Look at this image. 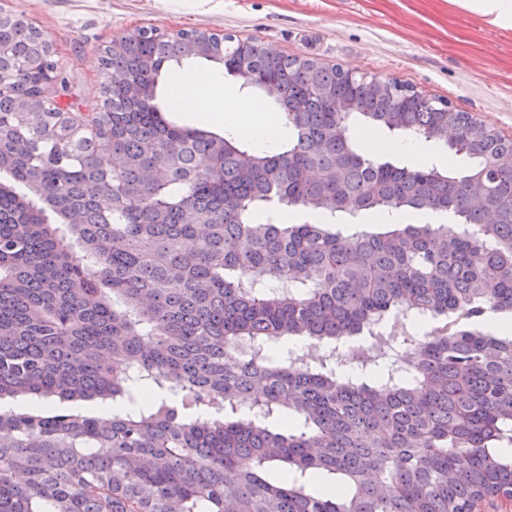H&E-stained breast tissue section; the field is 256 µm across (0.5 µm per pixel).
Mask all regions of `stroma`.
<instances>
[{
  "instance_id": "35a3bbf8",
  "label": "stroma",
  "mask_w": 512,
  "mask_h": 512,
  "mask_svg": "<svg viewBox=\"0 0 512 512\" xmlns=\"http://www.w3.org/2000/svg\"><path fill=\"white\" fill-rule=\"evenodd\" d=\"M46 33L52 59L76 111H102L101 55L113 39L142 27L198 30L259 39L288 56L310 58L380 80L395 79L442 97L512 139V28L489 25L454 0H0ZM420 153H385L386 161L451 167L441 142L419 140ZM428 209L368 212L359 229L452 224Z\"/></svg>"
}]
</instances>
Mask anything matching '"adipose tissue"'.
I'll use <instances>...</instances> for the list:
<instances>
[{"mask_svg": "<svg viewBox=\"0 0 512 512\" xmlns=\"http://www.w3.org/2000/svg\"><path fill=\"white\" fill-rule=\"evenodd\" d=\"M177 82L187 90L182 101L184 110L205 122L213 132L248 139L260 150L283 141L286 131L281 120L263 112L257 99L241 97L223 103L224 85L220 74L196 71L181 75Z\"/></svg>", "mask_w": 512, "mask_h": 512, "instance_id": "ef3b65f1", "label": "adipose tissue"}]
</instances>
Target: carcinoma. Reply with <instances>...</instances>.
I'll return each instance as SVG.
<instances>
[{"mask_svg": "<svg viewBox=\"0 0 512 512\" xmlns=\"http://www.w3.org/2000/svg\"><path fill=\"white\" fill-rule=\"evenodd\" d=\"M249 74L288 124L256 152L172 119L161 65ZM104 110L44 95L47 36L0 21V512H473L512 498V140L396 80H348L258 40L142 29L101 57ZM442 141L447 169L369 157L351 122ZM208 164H199V157ZM351 218L431 209L450 225L344 233ZM445 319L394 363L274 361L293 338L336 345L390 313ZM125 401L109 418L55 402ZM281 473L270 481L267 473ZM26 480L19 483L15 475ZM336 476L346 495L303 479ZM187 70H216V71H223L219 65L204 60V59H191L188 61H185L183 65L179 67H174L170 71L163 73L162 76L159 79V84L157 87V101L162 103L165 99V96L167 94V89L169 86V79L172 75L175 77L179 74H181L184 71Z\"/></svg>", "mask_w": 512, "mask_h": 512, "instance_id": "carcinoma-1", "label": "carcinoma"}]
</instances>
